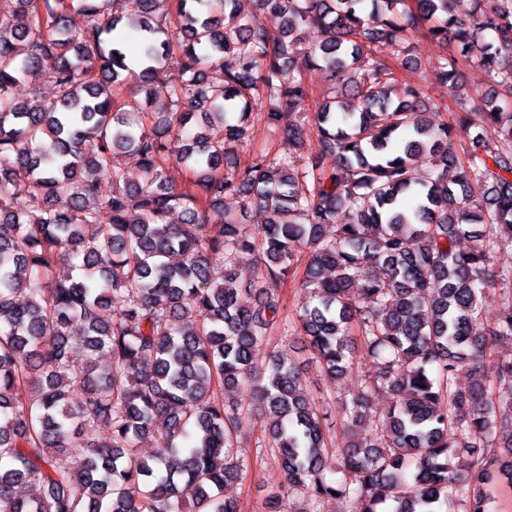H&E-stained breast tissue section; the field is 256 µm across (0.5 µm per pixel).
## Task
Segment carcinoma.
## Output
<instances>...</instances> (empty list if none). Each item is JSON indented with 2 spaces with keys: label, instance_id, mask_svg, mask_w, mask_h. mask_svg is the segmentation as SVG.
Returning <instances> with one entry per match:
<instances>
[{
  "label": "carcinoma",
  "instance_id": "carcinoma-1",
  "mask_svg": "<svg viewBox=\"0 0 512 512\" xmlns=\"http://www.w3.org/2000/svg\"><path fill=\"white\" fill-rule=\"evenodd\" d=\"M163 2L0 0V512H241L221 492L240 479L231 449L252 420L285 476L265 512L351 498L359 512H488L490 490L512 488V357L494 380L482 374L512 343V268L493 265L512 244V0H250L246 13L239 0H173V30ZM123 22L139 34L137 71L120 41L106 46ZM306 26L324 40L304 46ZM421 33L455 42L438 79L456 80L461 56L501 88L476 107L458 95V124L478 129L461 157L438 108L376 56L386 45L408 67ZM172 63L184 79L160 99L153 85ZM304 66L324 68L340 95L310 108ZM28 78L53 82L57 100L15 99ZM130 79L135 123L121 98ZM306 118L316 149L239 166L253 120L300 148ZM174 167L196 192L177 190ZM252 207L268 222L239 223ZM341 208L348 221L325 235ZM297 242L309 255L291 318L281 286ZM244 258L256 262L245 283ZM496 285L508 297L488 320L482 297ZM115 299L123 313L101 319ZM275 331L303 337L324 373L318 398L286 347L270 370L255 365ZM353 335L373 370L343 399ZM245 388L247 404L226 397ZM384 394L392 404L370 414ZM334 403L346 412L336 442ZM364 425L372 434L355 438ZM498 432L506 456L489 440ZM147 437L155 452L139 457Z\"/></svg>",
  "mask_w": 512,
  "mask_h": 512
}]
</instances>
